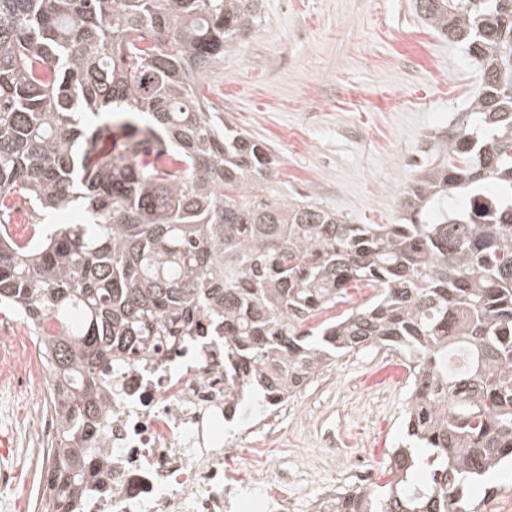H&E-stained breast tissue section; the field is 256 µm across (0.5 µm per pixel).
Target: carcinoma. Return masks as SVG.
<instances>
[{"label":"carcinoma","instance_id":"obj_1","mask_svg":"<svg viewBox=\"0 0 512 512\" xmlns=\"http://www.w3.org/2000/svg\"><path fill=\"white\" fill-rule=\"evenodd\" d=\"M260 0H0V310L61 389L44 512H83L108 463L112 364L224 337L270 403L373 344L413 366L383 484L325 512H477L512 461V0H413L481 68L433 139L403 224H348L267 188L273 154L207 97ZM20 195L33 233L7 230ZM78 213L47 224L54 211ZM368 303L314 327L348 284Z\"/></svg>","mask_w":512,"mask_h":512}]
</instances>
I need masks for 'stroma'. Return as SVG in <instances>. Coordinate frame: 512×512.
Wrapping results in <instances>:
<instances>
[{"mask_svg": "<svg viewBox=\"0 0 512 512\" xmlns=\"http://www.w3.org/2000/svg\"><path fill=\"white\" fill-rule=\"evenodd\" d=\"M462 44L425 29L412 0H263L262 21L224 55L211 100L225 122L266 144L276 165L270 187L336 211L349 224H398L400 193L418 177L432 136L446 132L480 86ZM30 362L20 393L0 386L16 419L41 409L42 366L27 327L0 313V336ZM409 371L379 345L337 358L288 396L272 444L249 439L240 461L294 470L288 492L311 512L325 488L355 489L356 465L382 478L405 440ZM11 486L0 512H38L48 466L12 449Z\"/></svg>", "mask_w": 512, "mask_h": 512, "instance_id": "1", "label": "stroma"}]
</instances>
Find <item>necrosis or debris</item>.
<instances>
[{"label":"necrosis or debris","instance_id":"necrosis-or-debris-1","mask_svg":"<svg viewBox=\"0 0 512 512\" xmlns=\"http://www.w3.org/2000/svg\"><path fill=\"white\" fill-rule=\"evenodd\" d=\"M107 445L112 479L85 496V512H294L288 472L241 477L224 465L247 430L235 421L241 404L227 392L224 340L190 336L179 352L138 355L113 367L106 383ZM22 446L50 450L57 442L54 411L0 428Z\"/></svg>","mask_w":512,"mask_h":512}]
</instances>
